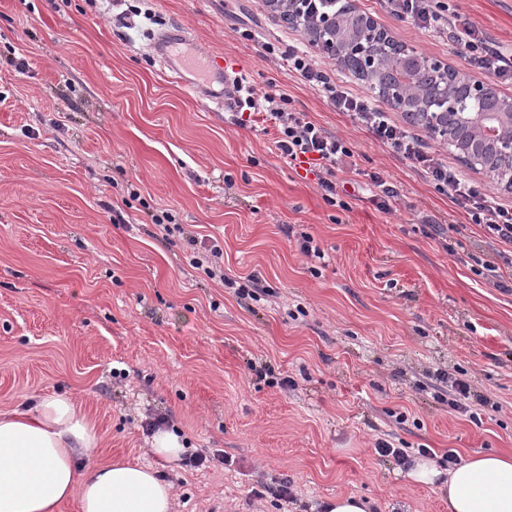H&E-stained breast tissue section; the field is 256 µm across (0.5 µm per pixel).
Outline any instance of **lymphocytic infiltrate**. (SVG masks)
I'll return each instance as SVG.
<instances>
[{
    "label": "lymphocytic infiltrate",
    "mask_w": 512,
    "mask_h": 512,
    "mask_svg": "<svg viewBox=\"0 0 512 512\" xmlns=\"http://www.w3.org/2000/svg\"><path fill=\"white\" fill-rule=\"evenodd\" d=\"M392 14L408 18L423 28L446 31L458 46L466 63L500 84L512 83V57H504L489 45L486 32L470 18L446 14L438 0H383ZM288 69L300 80L317 89L338 111L347 113L373 137L394 153L409 159L415 168L454 202L464 208L473 223L502 243L512 245V207L497 202L491 192L464 179L452 166L434 153L420 149L416 139L404 126L396 123L387 111L369 97L353 93L343 82L329 80L324 71L302 49L289 51ZM238 109L234 123L244 114L259 115L274 132L273 146L289 162L307 165L316 176L327 203H335L344 173L354 172V152L342 138L327 133L307 113L290 108L284 94H257L248 76L236 77Z\"/></svg>",
    "instance_id": "f902f5d3"
}]
</instances>
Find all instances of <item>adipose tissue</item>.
Masks as SVG:
<instances>
[{
    "instance_id": "adipose-tissue-1",
    "label": "adipose tissue",
    "mask_w": 512,
    "mask_h": 512,
    "mask_svg": "<svg viewBox=\"0 0 512 512\" xmlns=\"http://www.w3.org/2000/svg\"><path fill=\"white\" fill-rule=\"evenodd\" d=\"M99 437L71 398L39 396L30 406L0 411V512H172V482L149 464L98 459ZM416 483L445 480L448 512H512V457L481 453L441 471L414 458Z\"/></svg>"
}]
</instances>
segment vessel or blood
Returning <instances> with one entry per match:
<instances>
[{
  "instance_id": "b4317fda",
  "label": "vessel or blood",
  "mask_w": 512,
  "mask_h": 512,
  "mask_svg": "<svg viewBox=\"0 0 512 512\" xmlns=\"http://www.w3.org/2000/svg\"><path fill=\"white\" fill-rule=\"evenodd\" d=\"M154 49L168 77L192 93L202 92L200 79L212 72L210 58L196 51L187 31H163L155 38Z\"/></svg>"
}]
</instances>
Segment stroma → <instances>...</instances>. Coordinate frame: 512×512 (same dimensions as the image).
<instances>
[{"label": "stroma", "instance_id": "1", "mask_svg": "<svg viewBox=\"0 0 512 512\" xmlns=\"http://www.w3.org/2000/svg\"><path fill=\"white\" fill-rule=\"evenodd\" d=\"M353 2L397 42L465 69L449 38L381 0ZM446 2L512 52V0ZM139 7L122 23L97 0H0V409L73 398L103 461H143L147 422L168 417L189 455L211 457L160 464L174 512H321L350 493L373 512H446L447 490L411 482L374 445L512 454V245L265 56L267 42L310 47L267 0ZM178 27L350 143L348 209L278 155L260 117L231 123L169 81L153 39ZM373 172L398 190L396 211L369 200ZM162 212L183 233L153 224ZM306 234L322 258L300 252ZM215 243L221 278L196 264ZM502 256L497 281L482 264ZM251 275L268 289L256 300L223 283ZM440 369L486 397L480 420L435 399ZM251 471L289 479L295 502L253 497Z\"/></svg>", "mask_w": 512, "mask_h": 512}]
</instances>
